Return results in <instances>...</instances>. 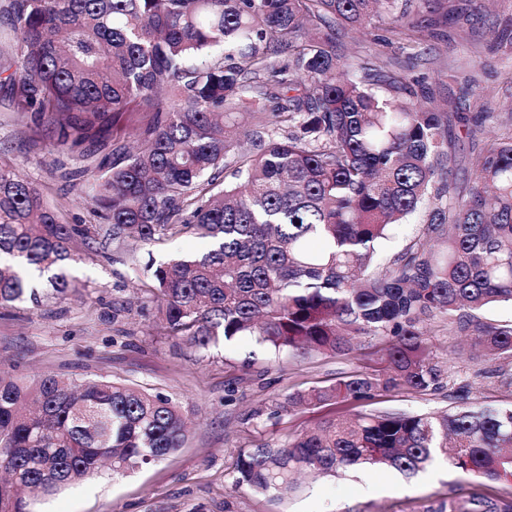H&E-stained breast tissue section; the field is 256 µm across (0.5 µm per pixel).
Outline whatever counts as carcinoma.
<instances>
[{"mask_svg": "<svg viewBox=\"0 0 512 512\" xmlns=\"http://www.w3.org/2000/svg\"><path fill=\"white\" fill-rule=\"evenodd\" d=\"M429 0H0V84L10 106L58 123L54 148L103 140L121 112H141L136 152L111 161L82 153L77 171L95 225L65 224L39 189L0 163V302L38 301L26 269L65 295L71 241L121 249L180 234L206 238L193 257L147 265L161 328L207 350L237 336L267 349L336 356L356 337L383 345V366L295 391L281 412L333 406L314 430L239 453L234 486L283 499L298 471L349 467L403 474L435 458L477 484L438 512H512V408L457 396L437 413L349 407L425 393L452 378L430 322L471 338V359L512 358V324L482 317L512 302V115L439 112L413 85L381 93L368 61L337 63L333 34L376 18L415 46L424 26L411 3ZM503 128L482 139L486 125ZM466 130L468 152L451 132ZM235 182L213 192L224 169ZM423 210L399 252L377 262L395 224ZM184 415L170 398L101 380L42 378L27 390L0 375V512H30L42 496L99 473L152 465L183 446Z\"/></svg>", "mask_w": 512, "mask_h": 512, "instance_id": "carcinoma-1", "label": "carcinoma"}]
</instances>
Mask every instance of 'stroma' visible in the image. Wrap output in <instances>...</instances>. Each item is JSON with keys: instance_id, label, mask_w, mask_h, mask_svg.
<instances>
[{"instance_id": "obj_1", "label": "stroma", "mask_w": 512, "mask_h": 512, "mask_svg": "<svg viewBox=\"0 0 512 512\" xmlns=\"http://www.w3.org/2000/svg\"><path fill=\"white\" fill-rule=\"evenodd\" d=\"M443 4L417 57H409L398 41L374 45L369 35L351 32L336 36L341 63L367 57L383 71L420 80L432 106L443 112H474L480 99L491 111L512 113V55L497 48L499 34L512 31V0H488L465 20L456 18L454 0ZM53 138L51 120L36 124L13 112L0 87V160L40 188L66 223H92L94 202L81 191L77 175L80 154L55 151ZM208 248V241L185 234L139 248L131 262L123 252L97 253L80 242L68 267L80 284L77 292L58 299L42 288L39 301L0 304V369L19 383L30 386L47 374L79 383L118 380L171 398L191 423L183 447L164 460L31 498V512H436L449 494L470 488L471 476L438 460L411 477L382 467L305 476L281 500L235 489L240 450L315 428L332 412L328 406L277 412L283 395L368 370L381 346L364 339L347 355L276 357L248 336L205 352L165 335L156 305L142 289L143 267ZM431 329L440 364L468 388L470 398L512 406V389L495 376L496 369L507 368L506 360L474 363L463 355L468 337L450 334L439 322ZM452 404L443 388L388 395L374 408L428 413Z\"/></svg>"}]
</instances>
